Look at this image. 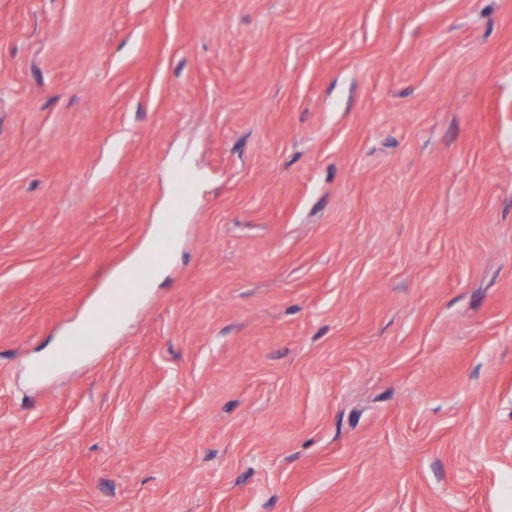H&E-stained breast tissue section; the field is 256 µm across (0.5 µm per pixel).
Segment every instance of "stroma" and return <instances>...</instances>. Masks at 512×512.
<instances>
[{
  "label": "stroma",
  "mask_w": 512,
  "mask_h": 512,
  "mask_svg": "<svg viewBox=\"0 0 512 512\" xmlns=\"http://www.w3.org/2000/svg\"><path fill=\"white\" fill-rule=\"evenodd\" d=\"M0 512H512V0H0ZM170 252L166 238L161 237L145 256L139 277L113 287L112 300L107 304H101L98 320L86 324L78 333L65 337L58 351V363L69 364L82 360L95 350L105 333L112 328V323L138 302L140 283L148 279L156 267L166 262Z\"/></svg>",
  "instance_id": "obj_1"
}]
</instances>
